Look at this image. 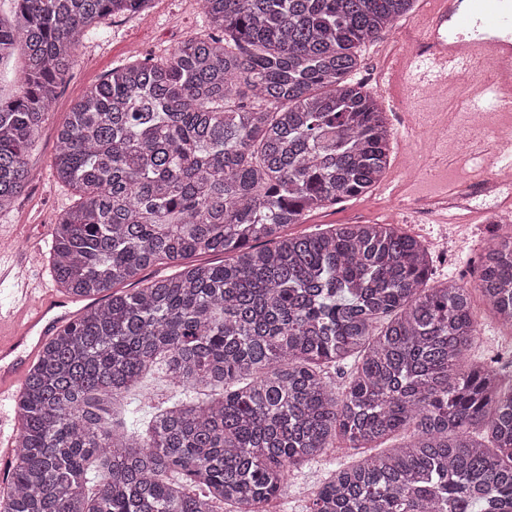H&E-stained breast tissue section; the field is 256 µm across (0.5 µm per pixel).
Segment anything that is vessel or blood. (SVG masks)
<instances>
[{
  "instance_id": "obj_1",
  "label": "vessel or blood",
  "mask_w": 512,
  "mask_h": 512,
  "mask_svg": "<svg viewBox=\"0 0 512 512\" xmlns=\"http://www.w3.org/2000/svg\"><path fill=\"white\" fill-rule=\"evenodd\" d=\"M413 48L389 55L390 81L403 82L409 97L422 99L438 87L456 109L512 112V0H429L414 21ZM470 74L457 82L458 72ZM482 170L512 183V138L476 137L469 145ZM30 253H0V283L16 298L0 310V407L18 395V384L42 344L71 317V297L30 278Z\"/></svg>"
}]
</instances>
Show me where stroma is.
<instances>
[{
    "label": "stroma",
    "mask_w": 512,
    "mask_h": 512,
    "mask_svg": "<svg viewBox=\"0 0 512 512\" xmlns=\"http://www.w3.org/2000/svg\"><path fill=\"white\" fill-rule=\"evenodd\" d=\"M204 32L201 10L190 5L188 0H152L147 11L114 18L107 25L104 37L85 41L79 47L76 61L52 102L51 120L43 127L28 154V163L39 177L21 193L10 211L0 214V225H17L19 244L35 241L42 250H50L58 215L76 200L69 187L53 183L51 162L55 152V129L65 121L84 91L100 82L112 67L124 62L132 53L158 60ZM428 151L429 144L425 141L394 142L385 182L379 183L365 197L349 199L311 213L304 223L294 225V232H318L332 224H395L420 239L432 252L435 280L454 279L465 287H475L476 279L471 276L469 267L491 233L486 214L490 211L512 212V194L503 191L496 195L475 196L471 205L478 216L459 229L438 223L434 214L427 210L400 209V200L391 196L387 183L399 180L404 162L422 159ZM476 311L482 320L483 331L480 344L472 353L473 358L486 361L500 355L505 361L512 362V338L500 332L484 304H477ZM365 455L364 449L339 443L326 449L318 459L291 468L287 488L270 502L268 512H306L304 493L307 489L317 486L332 471L358 463Z\"/></svg>",
    "instance_id": "1"
}]
</instances>
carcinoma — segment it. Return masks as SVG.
<instances>
[{
  "label": "carcinoma",
  "mask_w": 512,
  "mask_h": 512,
  "mask_svg": "<svg viewBox=\"0 0 512 512\" xmlns=\"http://www.w3.org/2000/svg\"><path fill=\"white\" fill-rule=\"evenodd\" d=\"M12 2L0 65L19 50L24 67L0 96V212L80 45L151 0ZM199 2L209 34L112 68L58 129L53 174L77 202L50 272L86 306L26 374L0 512H267L289 468L400 431L307 512H512V378L465 363L470 289L430 284L429 252L395 224L286 232L386 174L394 131L354 75L414 0ZM493 228L476 288L512 327V231ZM163 263L179 271L140 278ZM159 361L174 394L116 419Z\"/></svg>",
  "instance_id": "carcinoma-1"
}]
</instances>
